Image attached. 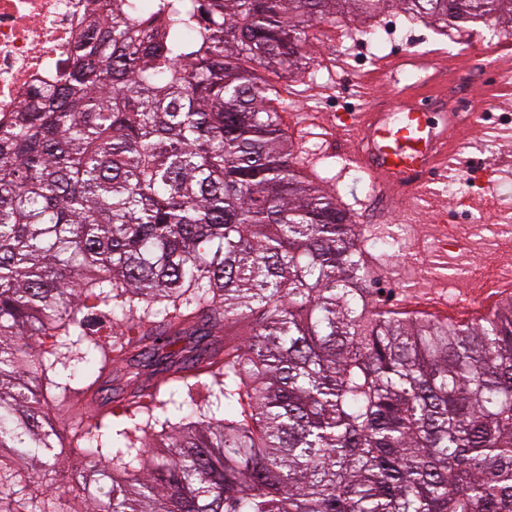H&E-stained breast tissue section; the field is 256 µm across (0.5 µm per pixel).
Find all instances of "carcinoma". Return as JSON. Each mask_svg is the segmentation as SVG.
I'll return each mask as SVG.
<instances>
[{"label":"carcinoma","instance_id":"obj_1","mask_svg":"<svg viewBox=\"0 0 512 512\" xmlns=\"http://www.w3.org/2000/svg\"><path fill=\"white\" fill-rule=\"evenodd\" d=\"M390 2L512 33V0H127L0 122V512L61 510L25 493L58 448L96 512H512V301L384 307L389 233L284 121L322 24ZM134 351L155 382L80 408Z\"/></svg>","mask_w":512,"mask_h":512}]
</instances>
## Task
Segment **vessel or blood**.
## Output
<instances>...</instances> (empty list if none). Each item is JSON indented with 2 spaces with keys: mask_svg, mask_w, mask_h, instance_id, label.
<instances>
[{
  "mask_svg": "<svg viewBox=\"0 0 512 512\" xmlns=\"http://www.w3.org/2000/svg\"><path fill=\"white\" fill-rule=\"evenodd\" d=\"M454 69L453 59L441 54H409L375 60L372 70L360 76L363 86L389 83L397 103L391 113L361 108L349 124L356 133L351 161L369 175L374 199L383 210H391L400 195L422 193L433 175L447 171L451 159L458 157L461 144L453 135L467 126L463 113H449L447 123L441 125L428 109L429 104L445 100ZM508 292L499 282H488L467 308V316L486 314Z\"/></svg>",
  "mask_w": 512,
  "mask_h": 512,
  "instance_id": "b4317fda",
  "label": "vessel or blood"
}]
</instances>
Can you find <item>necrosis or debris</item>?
<instances>
[{"label":"necrosis or debris","mask_w":512,"mask_h":512,"mask_svg":"<svg viewBox=\"0 0 512 512\" xmlns=\"http://www.w3.org/2000/svg\"><path fill=\"white\" fill-rule=\"evenodd\" d=\"M111 11L112 0H0V119L20 111L35 86L53 81L88 20ZM450 100L471 127L499 105L490 86L454 88Z\"/></svg>","instance_id":"1"}]
</instances>
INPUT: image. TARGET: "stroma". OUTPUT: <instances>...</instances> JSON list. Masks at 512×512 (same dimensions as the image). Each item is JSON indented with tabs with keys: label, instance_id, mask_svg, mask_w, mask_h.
<instances>
[{
	"label": "stroma",
	"instance_id": "stroma-1",
	"mask_svg": "<svg viewBox=\"0 0 512 512\" xmlns=\"http://www.w3.org/2000/svg\"><path fill=\"white\" fill-rule=\"evenodd\" d=\"M363 26L362 19L352 17L346 28H327L325 37L314 46V64L297 86L288 110L290 133L310 157L328 160L332 168L329 186L358 222L369 202L367 176L336 153L332 146L336 131L323 122L324 117L354 112L361 106L357 77L370 69L375 59L404 51H453L457 64L466 69L471 64V52L512 37L506 31L482 25L440 36L430 23L407 20L391 6L381 10L373 23L375 39L353 36V29ZM462 150L468 164L461 174L453 176L451 184H436L426 200L410 208L409 219L394 212L385 220L387 227L401 232L410 244L407 253L388 257L379 281L389 293L390 304H399L410 293L447 298L443 280L447 274L454 277L461 293L479 289V282L473 279L474 270H482L487 277L494 274L497 254L471 250L463 257L449 254L442 261L428 250L440 220L459 225L466 237L470 234L466 222L469 213L481 214L485 224L491 226L503 217H512V169L502 165L504 155H512V124L490 115L482 126L465 131Z\"/></svg>",
	"mask_w": 512,
	"mask_h": 512
}]
</instances>
